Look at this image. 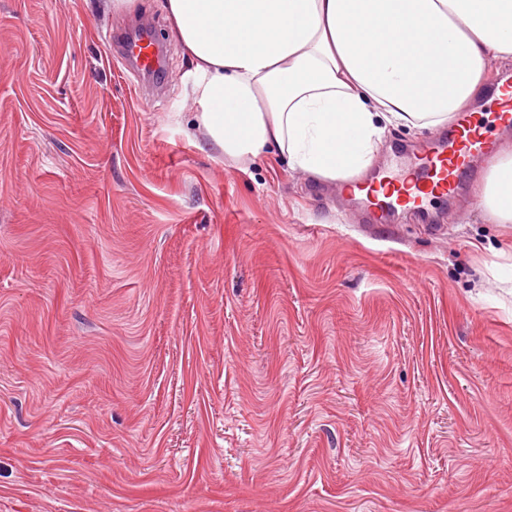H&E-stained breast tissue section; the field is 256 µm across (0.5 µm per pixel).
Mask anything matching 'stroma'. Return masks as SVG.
<instances>
[{"label": "stroma", "mask_w": 512, "mask_h": 512, "mask_svg": "<svg viewBox=\"0 0 512 512\" xmlns=\"http://www.w3.org/2000/svg\"><path fill=\"white\" fill-rule=\"evenodd\" d=\"M97 2L0 0V512H512V224L226 159Z\"/></svg>", "instance_id": "1"}]
</instances>
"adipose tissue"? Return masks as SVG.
<instances>
[{
    "instance_id": "obj_1",
    "label": "adipose tissue",
    "mask_w": 512,
    "mask_h": 512,
    "mask_svg": "<svg viewBox=\"0 0 512 512\" xmlns=\"http://www.w3.org/2000/svg\"><path fill=\"white\" fill-rule=\"evenodd\" d=\"M190 62L194 126L246 162L276 150L298 175L347 186L393 128L447 126L512 66V0H164ZM512 224V150L478 186Z\"/></svg>"
}]
</instances>
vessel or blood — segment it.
I'll return each mask as SVG.
<instances>
[{
	"label": "vessel or blood",
	"mask_w": 512,
	"mask_h": 512,
	"mask_svg": "<svg viewBox=\"0 0 512 512\" xmlns=\"http://www.w3.org/2000/svg\"><path fill=\"white\" fill-rule=\"evenodd\" d=\"M117 53L139 74H161L165 69L164 49L152 30L143 29L115 41ZM490 112H463L413 153L407 173L377 171L360 186L358 196L365 207L368 223L385 224L399 208L429 217L434 202H454L479 174L476 158L491 155L498 146L497 131L512 128V84L492 88Z\"/></svg>",
	"instance_id": "vessel-or-blood-1"
}]
</instances>
